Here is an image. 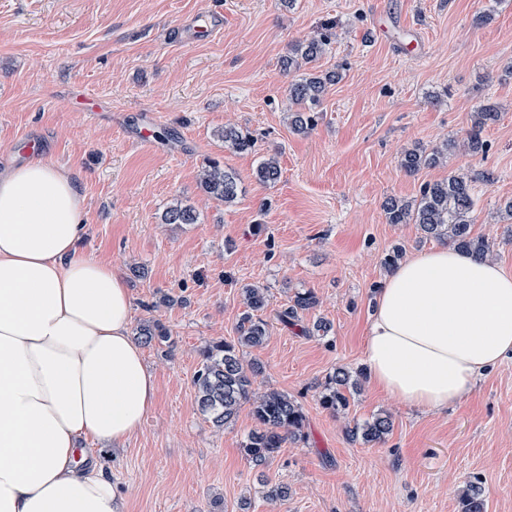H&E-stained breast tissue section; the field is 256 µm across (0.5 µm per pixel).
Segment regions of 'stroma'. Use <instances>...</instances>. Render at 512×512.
Segmentation results:
<instances>
[{
  "instance_id": "obj_1",
  "label": "stroma",
  "mask_w": 512,
  "mask_h": 512,
  "mask_svg": "<svg viewBox=\"0 0 512 512\" xmlns=\"http://www.w3.org/2000/svg\"><path fill=\"white\" fill-rule=\"evenodd\" d=\"M203 7L224 15L214 40L169 39ZM325 30L332 38L317 67L342 78L315 128L299 134L281 60ZM84 91L101 100L98 117L76 110ZM483 103L499 112L486 155L460 150L437 167L401 168L408 149L462 138ZM145 120L151 149L137 142ZM228 124L252 133V151L225 146ZM30 132L44 139L43 160L77 179L81 247L126 276L131 328L157 320L174 341L168 354L143 346L156 404L122 447L98 455L123 512H461L476 479L488 512H512V361L442 411L367 381L343 413L317 402L336 368L363 366L386 254L438 245L416 225L388 223L386 198L410 201L423 183L466 175L479 198L473 231L512 268V221L499 211L512 199V0H0V170L24 163L17 146ZM271 154L281 175L264 185L255 170ZM213 160L240 178L233 203L200 187ZM178 201L195 207L198 223H163ZM135 266L143 277H132ZM247 285L269 295L268 337L244 351L264 366L257 387L288 393L306 415L304 440L261 468L243 453L255 427L249 408L216 429L192 384L201 349L235 340ZM307 289L318 306L299 325L277 320ZM319 318L331 323L328 336H306ZM382 413L393 421L385 441L347 439V427ZM268 483L287 485V500H266Z\"/></svg>"
}]
</instances>
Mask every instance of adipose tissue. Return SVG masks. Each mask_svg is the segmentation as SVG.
<instances>
[{
	"label": "adipose tissue",
	"instance_id": "ef3b65f1",
	"mask_svg": "<svg viewBox=\"0 0 512 512\" xmlns=\"http://www.w3.org/2000/svg\"><path fill=\"white\" fill-rule=\"evenodd\" d=\"M84 218L64 168L0 171V512H122L82 442H124L156 401L131 291L80 250ZM363 355L373 384L408 405L460 403L512 359V271L445 245L411 255L378 292Z\"/></svg>",
	"mask_w": 512,
	"mask_h": 512
}]
</instances>
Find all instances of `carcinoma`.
<instances>
[{"label":"carcinoma","instance_id":"1","mask_svg":"<svg viewBox=\"0 0 512 512\" xmlns=\"http://www.w3.org/2000/svg\"><path fill=\"white\" fill-rule=\"evenodd\" d=\"M330 43V35L321 33L309 40L293 44L282 61V68L288 73L297 72L301 66L317 61ZM342 74L338 70L316 75L303 73L288 85V99L291 105L288 119L292 129L306 133L317 125L316 113L329 85L338 82ZM499 112L492 105H479L471 115V125L465 131L462 141L450 139L440 148L427 150L415 147L406 151L401 167L415 173L422 168L443 164L447 155L463 146L473 154H484L487 143L482 138L484 129L497 121ZM228 145L236 152H249L255 147V139L249 133L229 126L219 132ZM281 169L275 156L264 158L257 170L256 180L271 184L280 178ZM200 185L210 197L232 203L238 197L237 175L217 162L207 164L200 176ZM475 192L472 180L463 174L451 173L448 178L424 183L419 197L404 201L394 197L384 203L386 219L390 224H416L425 237L438 239L451 247L470 253L480 259L493 256L496 243L472 233L474 221ZM166 224H196L199 214L188 204L176 202L169 206L164 215ZM246 310L237 324L235 342L223 340L207 344L200 352L201 361L193 377L197 403L201 413L217 428L230 424L239 409L250 406L255 429L251 430L243 445V452L253 465L262 467L288 441L304 439L305 414L299 403L291 396L277 390L259 393L255 390L261 366L255 362H243L240 352L247 347H257L268 337L269 323L260 315L268 306L267 290L245 287L242 289ZM318 298L307 290L295 294L291 304L276 313L283 323L291 324L299 315L316 308ZM139 336L145 344L163 346L169 343V332L157 321H150L139 329ZM365 373L340 367L329 377L319 392L320 406L334 414L350 406L353 393L360 389ZM392 420L388 415H377L362 425L347 428L350 440L364 445L381 442L392 431ZM462 512H485L484 490L481 483L469 484L462 499Z\"/></svg>","mask_w":512,"mask_h":512}]
</instances>
